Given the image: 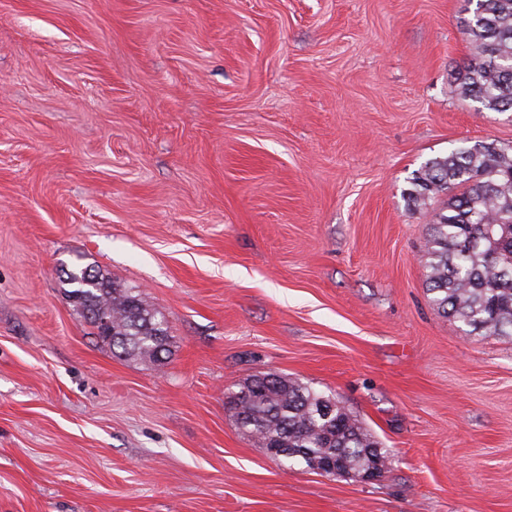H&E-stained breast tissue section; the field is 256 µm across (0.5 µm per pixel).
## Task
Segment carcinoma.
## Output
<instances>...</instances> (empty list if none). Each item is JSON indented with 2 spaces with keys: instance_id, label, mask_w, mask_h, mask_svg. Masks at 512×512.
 <instances>
[{
  "instance_id": "cac0c4a2",
  "label": "carcinoma",
  "mask_w": 512,
  "mask_h": 512,
  "mask_svg": "<svg viewBox=\"0 0 512 512\" xmlns=\"http://www.w3.org/2000/svg\"><path fill=\"white\" fill-rule=\"evenodd\" d=\"M467 34L475 55L458 78L459 95L490 111H512V0H477ZM440 195L443 209L429 221L422 255L425 281L437 309L468 333L512 336V150L494 144L460 147L429 161L413 183L418 208ZM69 299L112 353L158 361L168 357L163 316L133 288L91 265L65 271ZM110 320L99 331L96 313ZM227 404L258 447L288 451L283 460L339 461L350 471L387 467L380 444L334 395L274 373L245 382Z\"/></svg>"
}]
</instances>
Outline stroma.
Wrapping results in <instances>:
<instances>
[{
  "instance_id": "stroma-1",
  "label": "stroma",
  "mask_w": 512,
  "mask_h": 512,
  "mask_svg": "<svg viewBox=\"0 0 512 512\" xmlns=\"http://www.w3.org/2000/svg\"><path fill=\"white\" fill-rule=\"evenodd\" d=\"M474 0H0V512H512V338L437 310L432 159L512 145L457 92ZM84 258L166 319L114 355ZM335 394L381 479L272 459L224 406Z\"/></svg>"
}]
</instances>
